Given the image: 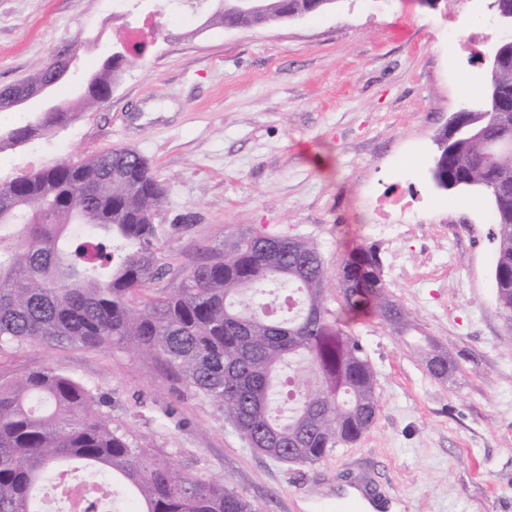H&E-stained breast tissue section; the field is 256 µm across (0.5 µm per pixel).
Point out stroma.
<instances>
[{"label": "stroma", "mask_w": 512, "mask_h": 512, "mask_svg": "<svg viewBox=\"0 0 512 512\" xmlns=\"http://www.w3.org/2000/svg\"><path fill=\"white\" fill-rule=\"evenodd\" d=\"M487 0H335L289 22L205 26L207 0H0V87L74 52L55 96L70 98L114 46L145 53L110 97L54 135L0 151V183L54 161L140 152L168 189L158 222L172 273L226 236L274 228L318 244L328 270L376 245L384 280L419 335L457 363L431 377L376 315L350 320L376 377L369 431L313 465L245 444L223 414L162 362L129 350L26 343L0 354V380L50 366L84 383L112 425L188 474L223 480L257 512H313L372 464L395 512H512V328L496 304L492 201L441 191L431 168L448 118L485 91L481 53L503 37ZM483 34L463 45L462 23ZM417 196L376 221L374 202Z\"/></svg>", "instance_id": "stroma-1"}]
</instances>
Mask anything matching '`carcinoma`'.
<instances>
[{
    "instance_id": "carcinoma-1",
    "label": "carcinoma",
    "mask_w": 512,
    "mask_h": 512,
    "mask_svg": "<svg viewBox=\"0 0 512 512\" xmlns=\"http://www.w3.org/2000/svg\"><path fill=\"white\" fill-rule=\"evenodd\" d=\"M310 0H267L265 22L322 12ZM142 51L107 57L85 95L55 112L0 125V150L68 125L76 110L104 101ZM44 61L25 84L54 73ZM507 112L483 121L488 96L465 105V126L438 150L432 175L475 181L493 199L496 302L512 327V58L486 71ZM168 188L139 152L116 148L80 163L57 161L0 186V353L27 342L123 348L161 360L195 394L215 404L242 441L275 459L314 464L357 441L379 412L375 372L347 321L368 308L403 335L410 321L383 279L377 248L361 245L330 278L312 240L241 230L224 251L179 275L174 288L159 257V211ZM276 250L275 260L268 259ZM279 291L296 308L276 318L264 305ZM417 357L437 380L457 364L429 338ZM304 367L312 387L288 392L284 373ZM76 463L91 473L111 512H256L224 484L188 475L164 455L111 425L82 383L52 367L0 381V512H45L48 492L71 487Z\"/></svg>"
}]
</instances>
